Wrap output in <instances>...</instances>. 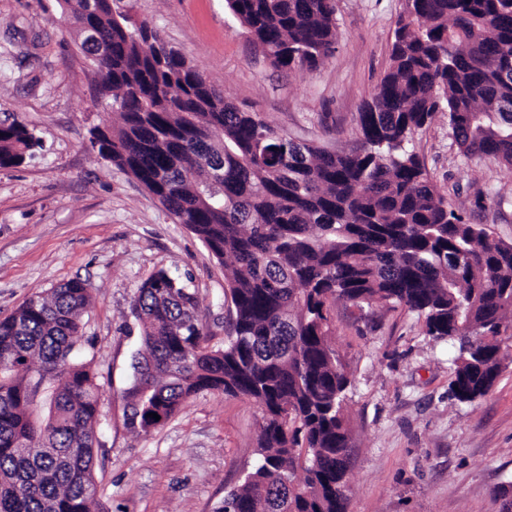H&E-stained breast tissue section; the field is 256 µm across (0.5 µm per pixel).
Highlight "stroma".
Masks as SVG:
<instances>
[{"label": "stroma", "mask_w": 512, "mask_h": 512, "mask_svg": "<svg viewBox=\"0 0 512 512\" xmlns=\"http://www.w3.org/2000/svg\"><path fill=\"white\" fill-rule=\"evenodd\" d=\"M163 31L227 100L297 140L343 151L390 63L404 0H336L334 56L280 71L255 48L225 0H122ZM56 0H0V119L15 118L44 147L0 168V318L74 278L92 303L74 354L93 360L102 388L96 480L104 512H216L258 460L260 410L203 392L143 433L128 422L126 392L141 350L131 303L165 268L190 275L211 346L231 307L224 265L131 175L90 146L106 118L97 78ZM414 148L449 208L512 242V167L462 154L446 115L418 130ZM332 342L352 375L349 512H498L512 483V348L483 399L449 390L451 349L403 308L332 306Z\"/></svg>", "instance_id": "obj_1"}]
</instances>
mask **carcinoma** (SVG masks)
Returning <instances> with one entry per match:
<instances>
[{
  "mask_svg": "<svg viewBox=\"0 0 512 512\" xmlns=\"http://www.w3.org/2000/svg\"><path fill=\"white\" fill-rule=\"evenodd\" d=\"M60 2L112 99L92 145L224 263L232 303L214 348L190 277L161 268L144 280L132 315L147 354L132 363L129 423L147 433L205 391L245 398L262 412L260 462L217 512H347L351 378L331 342L333 302L422 315L454 350L461 404L503 371L512 243L448 208L410 142L446 113L465 155L512 166V0H404L358 140L333 153L224 99L112 0ZM225 2L278 70L336 50V0ZM42 148L0 120V168ZM91 301L76 278L0 318V512H101V385L92 362L71 358Z\"/></svg>",
  "mask_w": 512,
  "mask_h": 512,
  "instance_id": "carcinoma-1",
  "label": "carcinoma"
}]
</instances>
